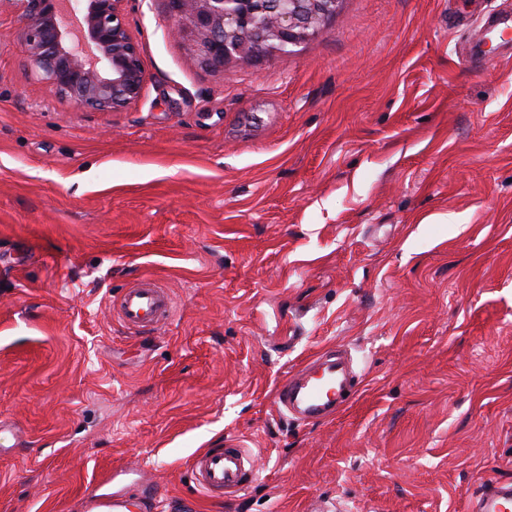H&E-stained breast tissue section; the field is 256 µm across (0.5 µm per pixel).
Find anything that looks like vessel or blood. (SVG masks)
<instances>
[{"label": "vessel or blood", "mask_w": 512, "mask_h": 512, "mask_svg": "<svg viewBox=\"0 0 512 512\" xmlns=\"http://www.w3.org/2000/svg\"><path fill=\"white\" fill-rule=\"evenodd\" d=\"M486 37H500L512 29V12L485 17L480 24ZM113 307L126 327L133 331L156 329L173 313L170 295L153 280L145 279L114 300ZM358 374L348 370L334 353L319 355L303 368L289 373L275 394L279 411L305 424L333 419L355 394ZM252 453L234 440L223 447L196 453L192 471L205 492L231 498L243 492L255 478ZM158 495L151 482L138 479L133 490L109 494H88L81 501L82 512H146ZM470 512H512V485L491 479L483 483L470 501Z\"/></svg>", "instance_id": "1"}]
</instances>
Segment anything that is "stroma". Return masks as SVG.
<instances>
[{"mask_svg":"<svg viewBox=\"0 0 512 512\" xmlns=\"http://www.w3.org/2000/svg\"><path fill=\"white\" fill-rule=\"evenodd\" d=\"M512 0H342L286 54L201 65L167 0H125L146 74L102 112L27 65L0 0V512H80L139 468L196 512H469L512 483V59L462 57ZM175 311L132 333L142 278ZM345 346L336 419L273 405ZM258 474L207 497L195 453ZM252 453L233 439L224 448H207L193 456L191 465L199 486L225 499L243 492L255 479Z\"/></svg>","mask_w":512,"mask_h":512,"instance_id":"1","label":"stroma"}]
</instances>
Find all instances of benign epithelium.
I'll return each instance as SVG.
<instances>
[{
	"mask_svg": "<svg viewBox=\"0 0 512 512\" xmlns=\"http://www.w3.org/2000/svg\"><path fill=\"white\" fill-rule=\"evenodd\" d=\"M19 36L40 79L70 101L110 111L141 97L145 74L130 37L124 0H13ZM341 0H168L170 32L187 39L200 63L288 53L318 36Z\"/></svg>",
	"mask_w": 512,
	"mask_h": 512,
	"instance_id": "1",
	"label": "benign epithelium"
}]
</instances>
